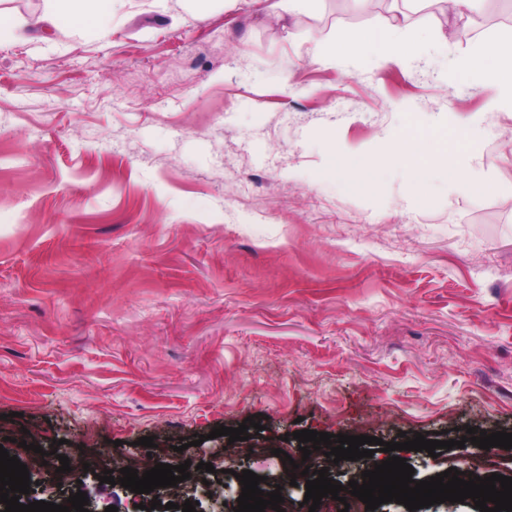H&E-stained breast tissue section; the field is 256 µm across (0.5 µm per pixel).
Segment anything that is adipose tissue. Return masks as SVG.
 I'll list each match as a JSON object with an SVG mask.
<instances>
[{"label":"adipose tissue","instance_id":"ef3b65f1","mask_svg":"<svg viewBox=\"0 0 512 512\" xmlns=\"http://www.w3.org/2000/svg\"><path fill=\"white\" fill-rule=\"evenodd\" d=\"M43 11L35 16V23H49L67 30L91 28L99 35H107L112 14L120 0H43ZM419 0H406L392 16H377L370 32H349L331 44L314 41L313 57L320 62L336 56H360L373 66L381 67L394 62L400 65L419 57L425 41L419 26ZM460 71L475 82L490 81L499 87L498 96L491 102L494 110L512 111V36L484 42L478 51L465 58ZM396 156L412 163L408 190L412 195H422L434 167L440 166L438 158L428 156L424 141L408 137L397 143Z\"/></svg>","mask_w":512,"mask_h":512}]
</instances>
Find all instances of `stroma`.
Listing matches in <instances>:
<instances>
[{"mask_svg":"<svg viewBox=\"0 0 512 512\" xmlns=\"http://www.w3.org/2000/svg\"><path fill=\"white\" fill-rule=\"evenodd\" d=\"M378 12L125 0L107 36L0 42V438L29 470L22 504L81 490L136 512L129 489L59 472L77 450L250 470L299 504L269 453L298 451L296 430L512 433V112L489 111L494 85L443 79L512 25L466 39L431 8L454 37L411 71L312 58ZM409 136L455 159L420 201L391 152ZM335 147L379 166L371 191L325 169ZM248 418V440L211 435ZM405 458L418 481L512 477V449ZM176 488L196 512L240 491L214 473Z\"/></svg>","mask_w":512,"mask_h":512,"instance_id":"35a3bbf8","label":"stroma"}]
</instances>
